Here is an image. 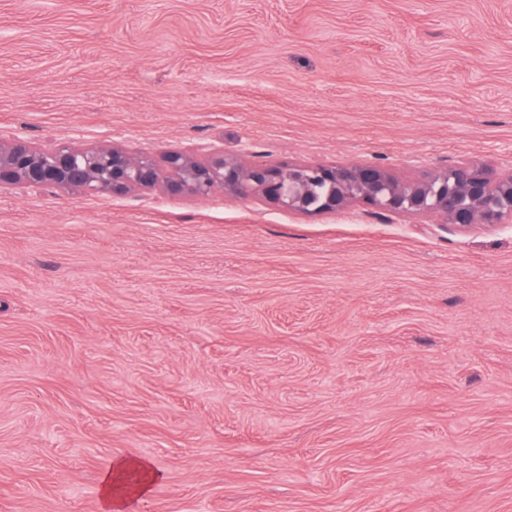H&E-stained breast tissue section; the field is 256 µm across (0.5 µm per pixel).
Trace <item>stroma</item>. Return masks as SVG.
Listing matches in <instances>:
<instances>
[{"label":"stroma","instance_id":"obj_1","mask_svg":"<svg viewBox=\"0 0 512 512\" xmlns=\"http://www.w3.org/2000/svg\"><path fill=\"white\" fill-rule=\"evenodd\" d=\"M512 173V0H0V138ZM512 512V224L0 186V512ZM128 473H136L139 481L132 487L124 484ZM158 474L143 460L118 458L112 461L101 481L102 512H128L131 503L149 492Z\"/></svg>","mask_w":512,"mask_h":512}]
</instances>
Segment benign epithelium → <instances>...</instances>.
Here are the masks:
<instances>
[{"label": "benign epithelium", "instance_id": "1", "mask_svg": "<svg viewBox=\"0 0 512 512\" xmlns=\"http://www.w3.org/2000/svg\"><path fill=\"white\" fill-rule=\"evenodd\" d=\"M163 163L169 170L165 179L151 157L111 145L0 139V185L120 197L162 182L172 196L203 197L220 187L308 216L362 206L376 215L430 214L460 228L512 223V174L500 176L478 163L436 170L420 180L402 179L377 163L245 164L222 152L200 159L172 151Z\"/></svg>", "mask_w": 512, "mask_h": 512}]
</instances>
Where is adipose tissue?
I'll return each instance as SVG.
<instances>
[{
    "label": "adipose tissue",
    "mask_w": 512,
    "mask_h": 512,
    "mask_svg": "<svg viewBox=\"0 0 512 512\" xmlns=\"http://www.w3.org/2000/svg\"><path fill=\"white\" fill-rule=\"evenodd\" d=\"M158 475L143 460H113L101 481L102 512H128L132 502L149 492Z\"/></svg>",
    "instance_id": "1"
}]
</instances>
